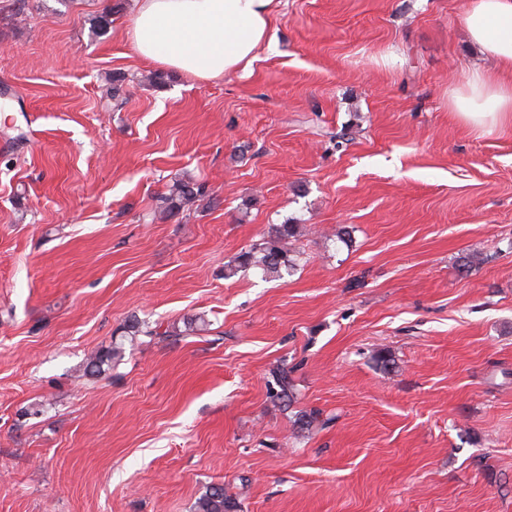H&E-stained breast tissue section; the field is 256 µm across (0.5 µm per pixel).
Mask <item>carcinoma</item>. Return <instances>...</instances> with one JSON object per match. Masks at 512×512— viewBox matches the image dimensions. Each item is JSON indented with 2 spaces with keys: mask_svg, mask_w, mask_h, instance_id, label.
<instances>
[{
  "mask_svg": "<svg viewBox=\"0 0 512 512\" xmlns=\"http://www.w3.org/2000/svg\"><path fill=\"white\" fill-rule=\"evenodd\" d=\"M121 4L115 3L96 17L94 28L99 34H106L112 24V13L119 11ZM205 195L202 184L191 177L172 181L167 191L158 197L161 213L172 219L189 210L199 198ZM305 235V225L273 224L267 235L253 243L248 249L238 253L224 265V277H231L244 269H256L263 277L280 279L289 273L296 264L295 243ZM207 330L206 320L199 316L190 318L184 329L150 327L148 323L133 317L124 325V337L135 341L138 336L167 339L170 337L197 335ZM124 343L115 342L110 347L90 354L86 359L84 375L98 376L104 368H112L124 358ZM270 398L273 401L291 405L294 400L293 385L288 366L281 364L271 372ZM237 502L224 493V486L212 484L206 487L195 504V512H237Z\"/></svg>",
  "mask_w": 512,
  "mask_h": 512,
  "instance_id": "cac0c4a2",
  "label": "carcinoma"
}]
</instances>
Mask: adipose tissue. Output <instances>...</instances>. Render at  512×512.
Returning <instances> with one entry per match:
<instances>
[{
  "label": "adipose tissue",
  "instance_id": "ef3b65f1",
  "mask_svg": "<svg viewBox=\"0 0 512 512\" xmlns=\"http://www.w3.org/2000/svg\"><path fill=\"white\" fill-rule=\"evenodd\" d=\"M276 0H138L127 35L144 59L211 81L248 72L269 43ZM485 60L450 107L474 128L512 125V0H471L465 18Z\"/></svg>",
  "mask_w": 512,
  "mask_h": 512
}]
</instances>
